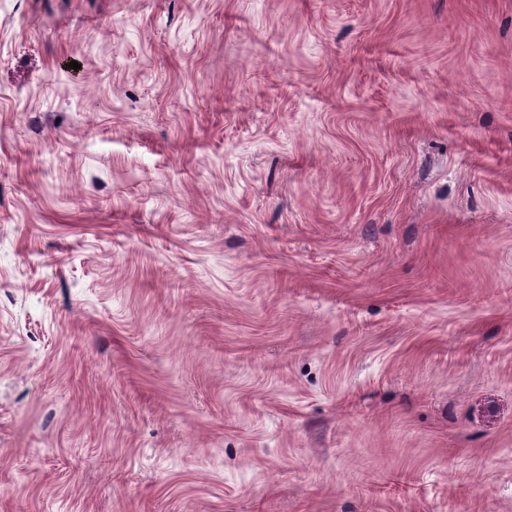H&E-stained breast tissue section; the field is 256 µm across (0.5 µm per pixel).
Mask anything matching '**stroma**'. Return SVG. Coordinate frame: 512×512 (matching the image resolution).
<instances>
[{
    "mask_svg": "<svg viewBox=\"0 0 512 512\" xmlns=\"http://www.w3.org/2000/svg\"><path fill=\"white\" fill-rule=\"evenodd\" d=\"M0 512H512V0H0Z\"/></svg>",
    "mask_w": 512,
    "mask_h": 512,
    "instance_id": "stroma-1",
    "label": "stroma"
}]
</instances>
